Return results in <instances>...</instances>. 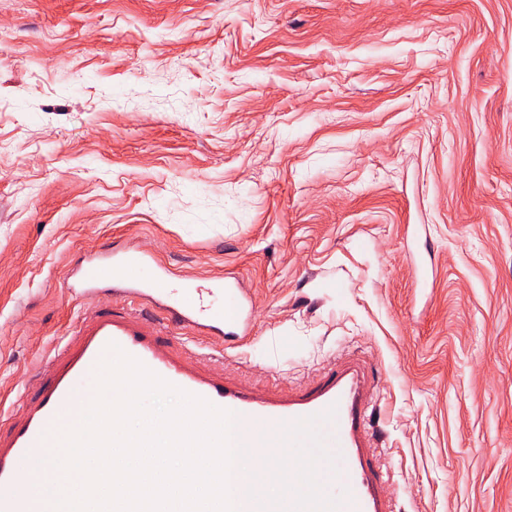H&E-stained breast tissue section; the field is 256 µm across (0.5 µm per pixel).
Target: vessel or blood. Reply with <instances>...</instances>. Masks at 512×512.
I'll list each match as a JSON object with an SVG mask.
<instances>
[{
    "mask_svg": "<svg viewBox=\"0 0 512 512\" xmlns=\"http://www.w3.org/2000/svg\"><path fill=\"white\" fill-rule=\"evenodd\" d=\"M171 271L134 248L95 249L71 274L68 290L82 306L71 330L44 357L25 389L17 412L0 415V512H49L63 485L50 465L58 449L55 432L77 421L92 393L84 389L108 343L168 383L235 414L244 438L314 416L332 463L326 492L341 501L339 512H396L397 492L386 489L382 467L374 465L376 443L366 429L373 389L359 365L337 361L315 386L288 400L249 393L224 379V356L210 352L218 337L239 347L251 331L252 301L238 279H217L214 287L189 283L175 296L163 284ZM219 297L223 310L207 307ZM193 336L178 341L175 332ZM332 419H325L326 411Z\"/></svg>",
    "mask_w": 512,
    "mask_h": 512,
    "instance_id": "b4317fda",
    "label": "vessel or blood"
}]
</instances>
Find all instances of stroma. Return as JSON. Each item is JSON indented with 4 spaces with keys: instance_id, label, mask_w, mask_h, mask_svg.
Masks as SVG:
<instances>
[{
    "instance_id": "obj_1",
    "label": "stroma",
    "mask_w": 512,
    "mask_h": 512,
    "mask_svg": "<svg viewBox=\"0 0 512 512\" xmlns=\"http://www.w3.org/2000/svg\"><path fill=\"white\" fill-rule=\"evenodd\" d=\"M106 242L240 279L251 392L360 360L399 512H512V0H0V412Z\"/></svg>"
}]
</instances>
